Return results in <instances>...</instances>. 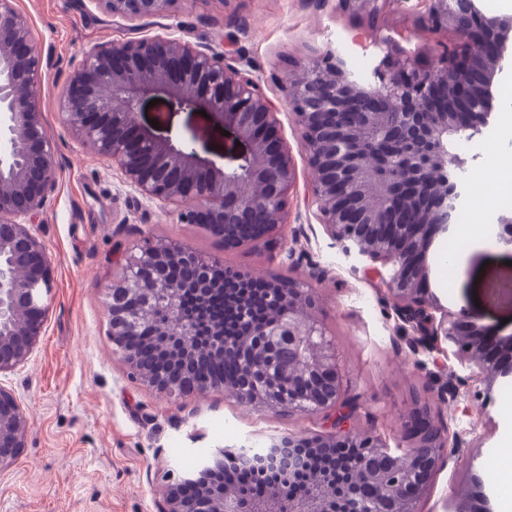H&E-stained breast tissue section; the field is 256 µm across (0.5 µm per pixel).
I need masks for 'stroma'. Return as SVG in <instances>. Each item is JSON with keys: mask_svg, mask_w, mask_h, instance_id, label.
Here are the masks:
<instances>
[{"mask_svg": "<svg viewBox=\"0 0 512 512\" xmlns=\"http://www.w3.org/2000/svg\"><path fill=\"white\" fill-rule=\"evenodd\" d=\"M48 57L38 85L43 121L55 148L56 178L31 231L45 247L54 288L45 328L26 363L0 375L30 417L17 460L0 473V512H159L171 469L185 468L197 448H236L289 434L321 435L325 415L253 407L223 389L174 400L134 376L110 336L104 291L117 277V250L143 237L183 246L240 270L305 282L316 314L335 345L342 397L351 425L398 447L414 416L446 429L440 457L417 512H454L459 501L491 496L492 512H512L506 485L492 465L508 463L512 443V373L499 377L493 405L484 385L459 372L452 355L410 352V330L380 280L354 267L304 199L312 172L288 105L279 119L296 169L288 222L257 246L225 250L202 225L179 223L172 207L143 198L111 162L79 144L63 124L59 100L83 54L94 46L137 38L179 37L249 61L268 95L280 100L294 60L333 50L356 69L383 54L375 32L344 13L340 0H188L176 15L140 25L112 19L97 0H16ZM428 0H394L385 33L417 65L428 67L450 30L415 21ZM512 44L495 77L496 110L472 139L458 173L461 216L451 236L428 253L430 291L443 307L467 310L479 325L512 337V250L492 232L512 215V190L500 171L512 167ZM141 123L160 141L191 138L197 160L236 167L240 149L211 119L171 96L141 107ZM462 257L446 260L449 246Z\"/></svg>", "mask_w": 512, "mask_h": 512, "instance_id": "stroma-1", "label": "stroma"}]
</instances>
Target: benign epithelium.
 Returning <instances> with one entry per match:
<instances>
[{
	"instance_id": "obj_1",
	"label": "benign epithelium",
	"mask_w": 512,
	"mask_h": 512,
	"mask_svg": "<svg viewBox=\"0 0 512 512\" xmlns=\"http://www.w3.org/2000/svg\"><path fill=\"white\" fill-rule=\"evenodd\" d=\"M116 18L139 21L172 16L180 0H98ZM421 26L448 28L478 42L483 52L463 62L448 45L426 71L411 67L387 38L382 58L370 76L361 77L348 59L327 52L300 59L282 89L301 129L300 144L313 171L307 204L342 252L387 270L384 283L402 319L419 334L448 342L458 366L486 386L485 405L494 402L498 376L512 366L495 362L481 341L498 334L476 324L466 311H440L429 292V271L418 264L410 240L399 231L423 223L432 213V232L451 234L463 190L457 171L464 161L448 150L451 139L476 132L488 120L492 86L512 33V20L479 12L474 0H429ZM392 0H342L345 9L373 24ZM0 375L23 365L42 336L45 299L53 274L42 243L28 225L43 211L53 184L54 145L42 121L36 90L47 58L28 17L16 0H0ZM165 92L206 108L221 129L241 143L239 163L227 169L201 166L186 140L160 142L141 126L144 98ZM63 123L96 155L112 161L126 183L142 197L170 204L182 224H201L224 241V248L249 247L288 223V199L296 174L282 134L279 108L252 74L248 61L206 52L180 38H131L96 46L83 55L60 99ZM178 259L196 270L193 288L205 295L220 282L223 264L186 248L147 243L124 257V274L105 289L104 306L112 341L137 334L139 320L127 300L149 305L164 296V321L157 336L143 342L145 354L119 349L124 361L146 383L169 398L215 387L242 404L262 403L290 413L324 414L330 431L314 437L288 435L263 447L231 453L246 472L274 470L291 475L304 463L302 449H358L352 459L355 482L376 488L391 512H416L436 463L447 447V431L426 417L407 430L405 447L394 453L379 436L359 435L349 426L351 412L341 401L342 379L336 353L322 324L311 312L313 297L300 282L245 272L270 284L283 309L279 321L262 326L253 341L237 346L219 341L213 352L239 350L242 368L270 370L268 349L286 346L292 359L276 369L288 386L302 382L309 398L268 399L228 382L197 379L187 386L197 359L196 325L185 318L178 298L183 285L151 277L135 278L129 269H162ZM27 412L15 394L0 384V471L10 467L25 445ZM162 512H330L336 490L326 484L299 488L283 500L269 494L241 499L228 491L198 486L192 477L169 474Z\"/></svg>"
}]
</instances>
